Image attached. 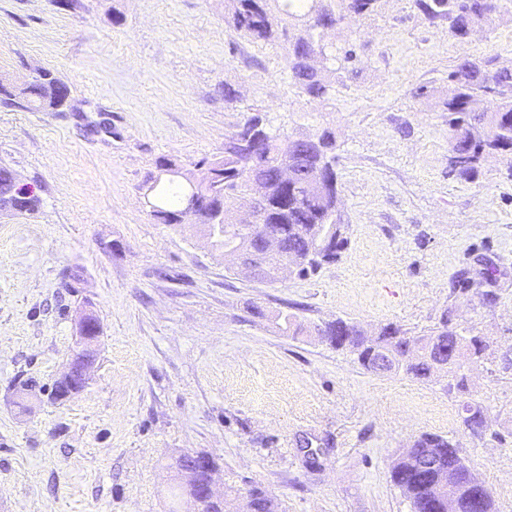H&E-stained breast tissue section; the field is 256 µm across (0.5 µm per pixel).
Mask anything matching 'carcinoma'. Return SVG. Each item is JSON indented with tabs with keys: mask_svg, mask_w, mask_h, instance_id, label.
<instances>
[{
	"mask_svg": "<svg viewBox=\"0 0 512 512\" xmlns=\"http://www.w3.org/2000/svg\"><path fill=\"white\" fill-rule=\"evenodd\" d=\"M333 11L318 0H227V23L237 32L260 41L284 40L288 44V63L302 92L324 98L331 88L318 69L309 64L315 58L322 65L336 60L327 46L316 42L303 29H328L346 17L369 15L379 0H339ZM501 0H412V6L434 24L447 22L449 33L466 40L471 31L490 24L500 9ZM48 80L23 81L0 86V104L29 112H59L69 102V88L56 73L47 70ZM448 78L456 93L443 101L448 113V142L454 156L452 171L462 180H472L479 172L481 159L498 154L512 164V69L499 67L491 58L464 57L456 62ZM334 136L328 130L308 138L290 139L267 127L263 118L253 115L224 137V151L195 163L208 172L201 187L207 199L196 228L215 239L217 250L232 255L239 249L264 255L265 266L250 275L277 282L275 272L284 259L295 260L294 273L315 275L345 251L348 238L344 225L337 222L338 175L334 168ZM295 176L282 179L285 167ZM185 177L157 176L146 189L153 216L163 224L182 226V206L188 189ZM255 183L267 189V196L256 223L262 230L254 235L242 233L235 218L233 202ZM20 188L12 170L0 166V201L17 200L19 213L32 214L42 204L36 196L19 200ZM278 242L267 250L266 239ZM279 330L299 336L306 328L295 313L280 311L274 316ZM321 341L356 356L365 370L377 374L402 372L417 380H428L443 373L451 378L448 389L467 391L463 368L480 361L487 350L480 336H463L443 324L421 336H407L397 326L387 324L375 335H368L357 324L338 318L314 327ZM464 425L473 432L484 428L481 406L463 405ZM453 440L437 435H421L390 468L394 484L409 500L412 512H448V485L459 487L478 481L462 466ZM177 470L191 471V486L202 484L208 475L198 471L187 453L174 462ZM232 494L222 499H202L200 512H233ZM248 512H279L280 503L265 488L255 485L247 492ZM459 512H494L492 496L474 503L460 498Z\"/></svg>",
	"mask_w": 512,
	"mask_h": 512,
	"instance_id": "1",
	"label": "carcinoma"
}]
</instances>
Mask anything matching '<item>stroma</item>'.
<instances>
[{
	"mask_svg": "<svg viewBox=\"0 0 512 512\" xmlns=\"http://www.w3.org/2000/svg\"><path fill=\"white\" fill-rule=\"evenodd\" d=\"M320 38L337 61L314 99L285 44L240 36L224 0H0V78L54 71L73 105L0 107V166L42 199L0 214V512H168V465L194 451L216 456L217 492L259 485L282 512H411L389 470L425 433L455 441L495 512H512V178L498 156L473 181L451 175L439 106L459 57L512 68V0L464 43L409 0ZM253 114L292 138L335 137L349 245L317 275L244 277L145 202L160 157L193 167ZM251 303L371 334L446 322L488 349L463 394L442 374L368 372ZM85 308L102 324L98 361L60 404L50 392ZM467 402L483 407L482 431L464 427Z\"/></svg>",
	"mask_w": 512,
	"mask_h": 512,
	"instance_id": "obj_1",
	"label": "stroma"
}]
</instances>
